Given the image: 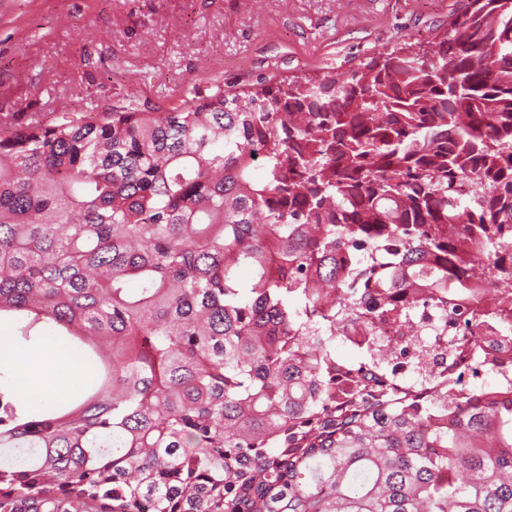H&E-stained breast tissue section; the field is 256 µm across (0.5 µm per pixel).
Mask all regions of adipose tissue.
Segmentation results:
<instances>
[{"instance_id":"adipose-tissue-1","label":"adipose tissue","mask_w":512,"mask_h":512,"mask_svg":"<svg viewBox=\"0 0 512 512\" xmlns=\"http://www.w3.org/2000/svg\"><path fill=\"white\" fill-rule=\"evenodd\" d=\"M0 366L9 370L16 394L38 406L70 397L93 376L91 367L60 342L18 349L0 337Z\"/></svg>"}]
</instances>
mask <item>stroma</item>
Returning a JSON list of instances; mask_svg holds the SVG:
<instances>
[{"mask_svg":"<svg viewBox=\"0 0 512 512\" xmlns=\"http://www.w3.org/2000/svg\"><path fill=\"white\" fill-rule=\"evenodd\" d=\"M467 0H0V129L167 112L433 45Z\"/></svg>","mask_w":512,"mask_h":512,"instance_id":"1","label":"stroma"}]
</instances>
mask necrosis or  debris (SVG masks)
<instances>
[{"label":"necrosis or debris","mask_w":512,"mask_h":512,"mask_svg":"<svg viewBox=\"0 0 512 512\" xmlns=\"http://www.w3.org/2000/svg\"><path fill=\"white\" fill-rule=\"evenodd\" d=\"M455 302V297L440 295L419 314L417 325L425 337L421 344L411 339L408 329L394 324L382 326L380 335L373 338L337 330V343L354 352L359 361L336 360L331 376L341 385L350 382L355 372H368L384 377L396 391L413 390L426 398L437 393L457 403L470 390L469 368L480 355L498 363L497 387L512 394V339L490 325L478 336L443 329L441 311Z\"/></svg>","instance_id":"4bbe7bcc"}]
</instances>
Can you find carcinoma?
<instances>
[{
  "label": "carcinoma",
  "instance_id": "obj_1",
  "mask_svg": "<svg viewBox=\"0 0 512 512\" xmlns=\"http://www.w3.org/2000/svg\"><path fill=\"white\" fill-rule=\"evenodd\" d=\"M511 240L512 0L349 73L0 134V315L99 368L39 413L0 370V449H38L0 512H512V397L338 406L329 372L336 322L512 279Z\"/></svg>",
  "mask_w": 512,
  "mask_h": 512
}]
</instances>
